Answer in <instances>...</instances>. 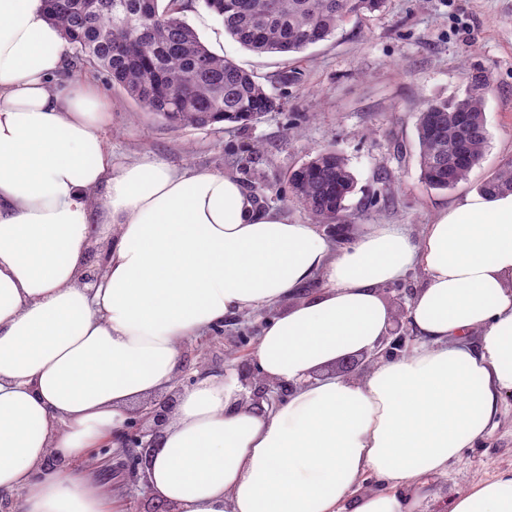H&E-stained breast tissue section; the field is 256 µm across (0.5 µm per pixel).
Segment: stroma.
I'll return each instance as SVG.
<instances>
[{"mask_svg":"<svg viewBox=\"0 0 512 512\" xmlns=\"http://www.w3.org/2000/svg\"><path fill=\"white\" fill-rule=\"evenodd\" d=\"M205 45L253 73L281 96L280 111L247 127L217 123L174 128L143 111L106 76L94 78L112 104L104 138L113 153H152L179 168L230 174L265 207L307 223L311 216L295 198L291 171L322 151L343 153L355 177L347 200L348 220L320 224L338 247L350 246L373 224H400L420 239L443 208L478 191L483 180L512 159V0H386L383 11L351 19L332 39L292 55L256 54L225 34L202 0L186 12ZM488 68L486 97L489 143L480 167L457 187L439 191L419 180L416 115L428 100L462 94L465 63ZM297 82L277 83L285 71ZM280 312L271 307L247 317L229 316L221 333H207L183 351L180 387L193 385L201 371L236 380L239 363L253 359L267 323ZM130 449L99 448L95 460L112 459L101 480L123 493L125 512H153L142 490V474L130 468ZM512 469V401L490 434L465 449L448 474L433 480L423 512H445L448 501L495 474Z\"/></svg>","mask_w":512,"mask_h":512,"instance_id":"obj_1","label":"stroma"}]
</instances>
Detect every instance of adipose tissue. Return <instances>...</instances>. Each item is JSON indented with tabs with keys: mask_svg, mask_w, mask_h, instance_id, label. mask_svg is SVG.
<instances>
[{
	"mask_svg": "<svg viewBox=\"0 0 512 512\" xmlns=\"http://www.w3.org/2000/svg\"><path fill=\"white\" fill-rule=\"evenodd\" d=\"M64 48L43 0H0V512H110L92 449L121 447L131 408L173 388L185 343L284 300L254 365L288 398L258 413L214 374L179 391L145 468L151 498L167 512H420L429 478L512 394V194L471 193L417 241L377 224L338 248L232 176L114 160L109 103L63 78ZM95 240L109 246L92 287ZM416 264L418 343L361 378L328 375L387 335L379 288ZM369 474L383 488L363 490ZM448 512H512V470Z\"/></svg>",
	"mask_w": 512,
	"mask_h": 512,
	"instance_id": "ef3b65f1",
	"label": "adipose tissue"
}]
</instances>
